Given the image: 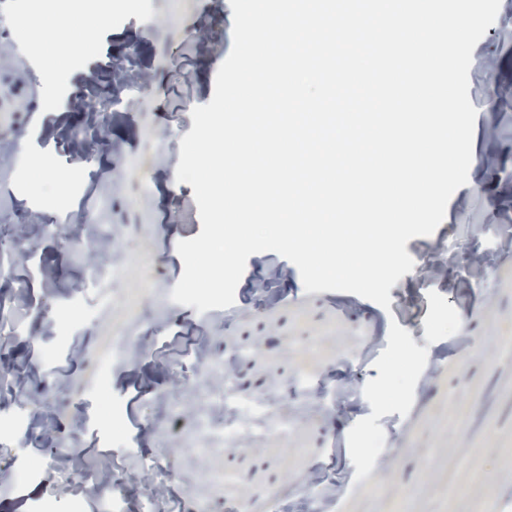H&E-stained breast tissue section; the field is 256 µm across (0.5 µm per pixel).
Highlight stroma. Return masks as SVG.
<instances>
[{"label":"stroma","instance_id":"35a3bbf8","mask_svg":"<svg viewBox=\"0 0 512 512\" xmlns=\"http://www.w3.org/2000/svg\"><path fill=\"white\" fill-rule=\"evenodd\" d=\"M231 14L215 0H144L103 23L57 13L55 24L84 39L51 88L43 70L52 46L0 56V137L24 132L0 156V249L21 243L24 224L29 251L15 280H0L12 297L0 317L14 326L0 385L25 382L0 401V477L47 448L81 451L72 480L18 484L0 494V512H42L48 501L53 512H105L90 488L106 467L137 512L146 493L138 458L172 466L166 512H275L310 473L340 485L334 512H489L493 495H512V98L499 92L512 83V41L501 37L512 31V0H501L469 70L474 127L491 131L498 164L455 191L432 235L407 242L414 268L386 308L348 292H305L298 268L270 251L248 258L233 306L200 313L171 301L184 269L176 245L201 232L193 188L174 176L180 141L192 109L213 97L233 45ZM489 55L499 60L493 75ZM120 67L141 92L105 133L79 104H107ZM38 160L66 181L57 202L33 188ZM93 225L139 243L121 287L83 280L109 259ZM435 248L446 263L431 279ZM474 250L493 254L492 264L476 267ZM276 265L287 275L270 304L251 285ZM202 324L243 395L301 410L292 433L246 432L219 450L170 432V413L199 409L209 389L195 367ZM121 332L136 341L134 358L116 354ZM344 379L357 399L337 398ZM40 391L56 414L48 436L32 440L20 422ZM372 447L391 470L367 465ZM218 469L239 476L220 493L208 480Z\"/></svg>","mask_w":512,"mask_h":512}]
</instances>
